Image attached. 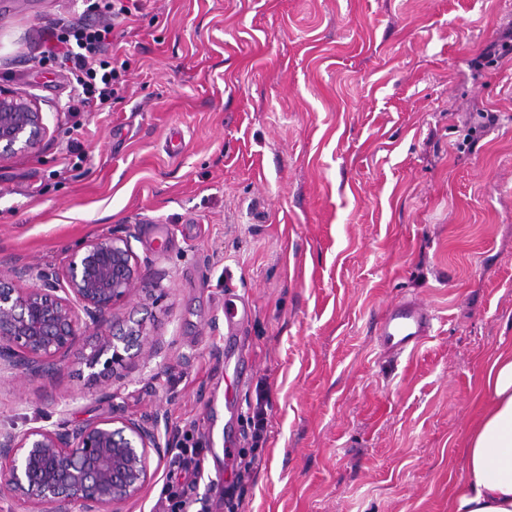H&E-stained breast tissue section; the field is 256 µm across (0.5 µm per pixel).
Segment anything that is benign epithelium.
Wrapping results in <instances>:
<instances>
[{"mask_svg": "<svg viewBox=\"0 0 512 512\" xmlns=\"http://www.w3.org/2000/svg\"><path fill=\"white\" fill-rule=\"evenodd\" d=\"M46 133L39 105L0 90V160L39 148ZM128 240H87L60 272L0 267V360L48 372L82 329L98 330L84 364L104 377L156 346L144 322L122 328L112 308L141 286ZM159 418L112 417L68 429L31 427L0 433V494L19 512H119L152 477L161 454Z\"/></svg>", "mask_w": 512, "mask_h": 512, "instance_id": "obj_1", "label": "benign epithelium"}]
</instances>
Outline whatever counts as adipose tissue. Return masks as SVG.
Listing matches in <instances>:
<instances>
[{
  "label": "adipose tissue",
  "instance_id": "adipose-tissue-1",
  "mask_svg": "<svg viewBox=\"0 0 512 512\" xmlns=\"http://www.w3.org/2000/svg\"><path fill=\"white\" fill-rule=\"evenodd\" d=\"M482 385L487 405L468 436L466 476L449 512H512V348L490 360Z\"/></svg>",
  "mask_w": 512,
  "mask_h": 512
}]
</instances>
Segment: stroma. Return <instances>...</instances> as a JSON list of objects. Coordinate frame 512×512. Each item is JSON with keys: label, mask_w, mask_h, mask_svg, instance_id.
Wrapping results in <instances>:
<instances>
[{"label": "stroma", "mask_w": 512, "mask_h": 512, "mask_svg": "<svg viewBox=\"0 0 512 512\" xmlns=\"http://www.w3.org/2000/svg\"><path fill=\"white\" fill-rule=\"evenodd\" d=\"M83 10L0 0V89L47 127L0 161V264L57 272L128 236L145 282L112 319L160 350L95 379L87 331L51 375L0 367V431L159 417L154 474L120 512H152L185 437L210 512L236 476L238 512H448L483 370L512 347V54L471 64L512 0H141L110 36L109 112L71 111L48 58ZM229 287L249 318L228 357ZM411 297L433 331L389 356L375 324Z\"/></svg>", "instance_id": "35a3bbf8"}]
</instances>
